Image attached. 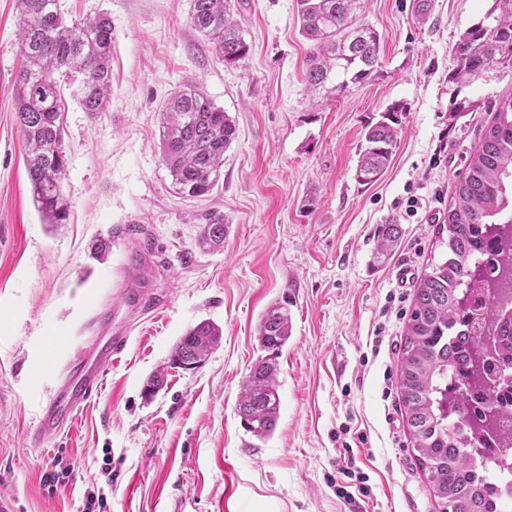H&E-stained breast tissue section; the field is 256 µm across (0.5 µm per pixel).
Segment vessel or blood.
<instances>
[{"label":"vessel or blood","instance_id":"obj_1","mask_svg":"<svg viewBox=\"0 0 512 512\" xmlns=\"http://www.w3.org/2000/svg\"><path fill=\"white\" fill-rule=\"evenodd\" d=\"M139 306V289L125 288L111 298L106 314L94 317L91 339L79 346L61 368L38 427L29 435L31 447L42 448L48 439L72 428L79 411L101 390L104 367L116 361L128 344L123 314Z\"/></svg>","mask_w":512,"mask_h":512}]
</instances>
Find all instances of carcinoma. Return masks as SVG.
Returning a JSON list of instances; mask_svg holds the SVG:
<instances>
[{"instance_id":"carcinoma-1","label":"carcinoma","mask_w":512,"mask_h":512,"mask_svg":"<svg viewBox=\"0 0 512 512\" xmlns=\"http://www.w3.org/2000/svg\"><path fill=\"white\" fill-rule=\"evenodd\" d=\"M369 0H296L301 34L313 42L306 82L312 90L344 93L378 73L381 37L364 21ZM23 62L14 82L16 120L26 148V171L45 224L68 219L61 190L66 172L62 150L63 89L55 73L78 79L74 96L86 112L110 104L112 22L105 14L67 21L58 0H16ZM232 0H193L192 26L224 63L249 54L234 19ZM491 24L467 31L453 49L450 78L463 82L496 63L512 66V0H495ZM405 106L395 102L363 133L356 181L376 182L400 141ZM236 126L195 81L169 98L163 112L161 146L172 183L189 197L209 194L219 180L224 153ZM224 215L211 212L200 242L224 244ZM399 226L383 224L380 251L398 241ZM438 237L448 258L417 280L401 346L400 394L412 448L427 474L440 512H496L485 495V477L494 458L488 439L512 419V399L497 382L512 362V316L499 309L496 288L512 279V98L499 102L494 118L454 186ZM288 308L274 304L257 327L263 348L277 355L291 336ZM497 346L475 361L483 335ZM221 330L203 321L175 345L170 364L202 365L220 341ZM278 370L260 362L239 396L241 425L263 441L275 430L280 396Z\"/></svg>"}]
</instances>
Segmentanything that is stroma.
<instances>
[{"mask_svg": "<svg viewBox=\"0 0 512 512\" xmlns=\"http://www.w3.org/2000/svg\"><path fill=\"white\" fill-rule=\"evenodd\" d=\"M412 4L370 0L375 79L319 97L304 80L312 44L295 0H242L234 17L250 53L234 65L192 26V0H59L69 18L111 17L112 103L86 112L66 96L69 219L46 224L14 109L20 19L14 0H0V503L10 512H80L96 484L109 512H350L333 487L348 445L372 487L359 512H438L400 401L401 345L417 279L447 258L437 227L466 158L512 96V68L450 78L454 44L495 0H432L422 22ZM189 78L236 125L218 184L197 198L174 190L160 145L164 106ZM464 101L473 111L457 113ZM395 102L406 107L402 138L382 178L359 184L363 129ZM213 211L227 234L212 250L198 238ZM391 221L401 236L378 253V229ZM124 224L135 235H121ZM135 247L152 265L132 282L145 307L127 350L72 430L32 450L27 434L61 363ZM274 303L292 332L276 358V429L260 442L236 407L267 356L256 328ZM203 321L222 331L206 362L168 368L173 346ZM161 368L163 386L146 395ZM59 458L74 478L52 491L42 477Z\"/></svg>", "mask_w": 512, "mask_h": 512, "instance_id": "1", "label": "stroma"}]
</instances>
